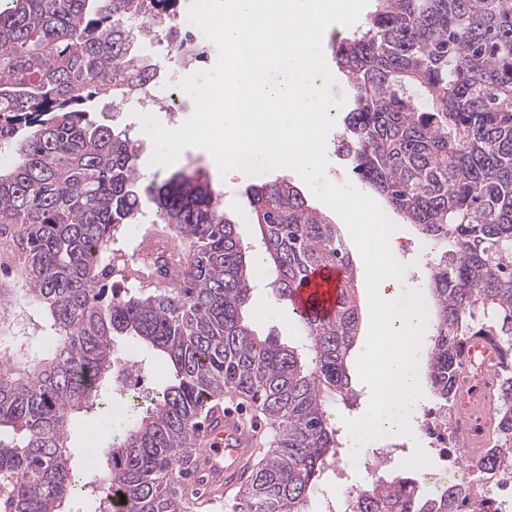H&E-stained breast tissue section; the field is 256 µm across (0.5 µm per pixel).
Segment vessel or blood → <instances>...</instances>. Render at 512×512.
<instances>
[{
    "mask_svg": "<svg viewBox=\"0 0 512 512\" xmlns=\"http://www.w3.org/2000/svg\"><path fill=\"white\" fill-rule=\"evenodd\" d=\"M339 279V271L333 268L312 274L294 292V312L319 317L333 314ZM196 446L200 463L209 471L214 485L230 491L244 482L245 462L255 454V436L234 412L216 410L198 434Z\"/></svg>",
    "mask_w": 512,
    "mask_h": 512,
    "instance_id": "vessel-or-blood-1",
    "label": "vessel or blood"
}]
</instances>
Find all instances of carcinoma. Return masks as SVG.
<instances>
[{
	"label": "carcinoma",
	"mask_w": 512,
	"mask_h": 512,
	"mask_svg": "<svg viewBox=\"0 0 512 512\" xmlns=\"http://www.w3.org/2000/svg\"><path fill=\"white\" fill-rule=\"evenodd\" d=\"M0 11V241L19 256L21 291L49 318L51 356L21 373L0 364V512H65L79 493L71 416L97 405L122 337L169 368L170 381L107 449L118 512H189L199 420L235 393L274 425L271 448L232 512H309L338 461L334 408L354 406L348 359L359 335L352 257L337 225L286 179L254 186L250 215L271 290L291 301L316 268L343 271L336 313L300 319L305 343L255 335L250 246L200 169L144 184L139 142L92 117V104L140 98L158 64L141 39H168L180 0H14ZM353 101L340 151L353 172L419 230L434 253L426 384L455 396L464 344L504 348L491 446L467 464L491 480L512 457V0H378L368 29L331 42ZM201 58L188 37L169 50ZM151 203L190 244L168 283L100 286L94 253ZM464 486L418 493L404 471L353 494L348 512H458Z\"/></svg>",
	"instance_id": "1"
}]
</instances>
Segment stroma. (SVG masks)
<instances>
[{
  "mask_svg": "<svg viewBox=\"0 0 512 512\" xmlns=\"http://www.w3.org/2000/svg\"><path fill=\"white\" fill-rule=\"evenodd\" d=\"M97 118L105 124H114L126 128L131 136L143 141L147 151L140 160V172L144 181H163L172 173L180 170H193L203 167L218 194L228 216L238 224V233L243 241L257 243L260 234L257 227L251 224L246 214L249 210L247 192L256 185L278 178H288L294 185L300 186L305 198H312L309 187L303 186L300 176L292 170L274 169L265 173L250 176L241 173H221L211 154L199 147L184 149L177 161L168 166L152 165L154 142L146 132L142 122L134 121L131 112L126 109L113 108L110 103L98 105ZM345 108H330L328 114L336 121L335 127L326 140V155L329 161L328 178L337 184L352 182L360 191H368L369 186L353 173L350 164L337 153L338 140L343 132L341 122L345 116ZM398 240L401 244L397 259L405 264L406 272L412 280H428L433 263V255L425 246L420 234L413 225L405 223L400 215H393ZM162 241L172 245L176 252H183L184 245L175 238L167 225L156 223L151 207H144L138 223L122 226L111 238L105 250L106 256L119 257L121 252L141 244L152 245ZM268 269L253 270V290L248 306L251 325L258 336L274 337L285 346L297 345L302 333L296 317L289 304L278 301L267 286ZM50 331L46 316L27 298L15 296L0 316V336L6 337V344L0 345V357L9 359L12 366L21 369L29 361L46 355L47 348L43 338ZM71 434L77 460L82 473L93 474L105 469L103 450L112 443L113 430L108 427L102 410L96 409L79 415L71 425Z\"/></svg>",
  "mask_w": 512,
  "mask_h": 512,
  "instance_id": "obj_1",
  "label": "stroma"
}]
</instances>
